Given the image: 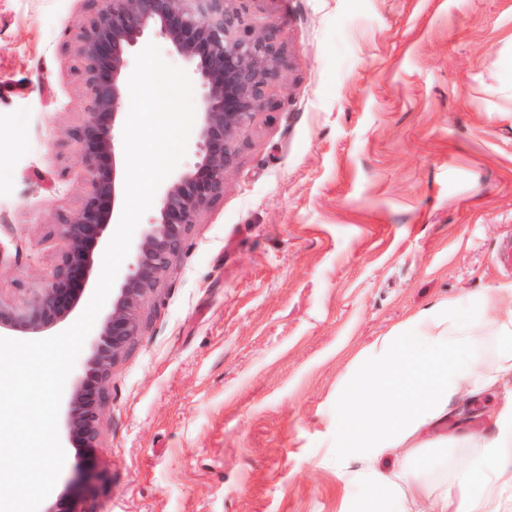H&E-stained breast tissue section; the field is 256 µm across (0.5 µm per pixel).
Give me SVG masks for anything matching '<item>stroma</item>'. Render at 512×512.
<instances>
[{
  "label": "stroma",
  "instance_id": "35a3bbf8",
  "mask_svg": "<svg viewBox=\"0 0 512 512\" xmlns=\"http://www.w3.org/2000/svg\"><path fill=\"white\" fill-rule=\"evenodd\" d=\"M282 81L114 363L63 512H339L318 467L355 357L411 314L512 284V0H249ZM89 0H0V301L54 266L89 191L75 47ZM491 434L448 418L437 480Z\"/></svg>",
  "mask_w": 512,
  "mask_h": 512
}]
</instances>
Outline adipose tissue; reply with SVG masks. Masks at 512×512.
Wrapping results in <instances>:
<instances>
[{
    "instance_id": "obj_1",
    "label": "adipose tissue",
    "mask_w": 512,
    "mask_h": 512,
    "mask_svg": "<svg viewBox=\"0 0 512 512\" xmlns=\"http://www.w3.org/2000/svg\"><path fill=\"white\" fill-rule=\"evenodd\" d=\"M503 292L474 294L464 306L439 302L360 353L333 398L319 461L349 491L341 512H512V400L495 409L492 435L472 437L477 454L451 485L432 488L418 477L455 402L512 383ZM490 336L497 351L488 363L477 348Z\"/></svg>"
}]
</instances>
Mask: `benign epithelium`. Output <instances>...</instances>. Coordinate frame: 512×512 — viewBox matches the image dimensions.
<instances>
[{"mask_svg":"<svg viewBox=\"0 0 512 512\" xmlns=\"http://www.w3.org/2000/svg\"><path fill=\"white\" fill-rule=\"evenodd\" d=\"M93 11L78 36L77 66L87 112L74 140L90 190L58 225L60 256L23 308L0 302L1 336H44L59 331L80 300L118 206L122 181L117 133L134 49L157 36L189 64L202 87L198 112L201 157L162 189L154 217L133 246L120 275L112 310L84 375L65 397L68 441L94 448L101 405L114 362L140 335L142 299L159 286L199 216L224 196L244 136L282 77L284 58L271 33L247 17L241 0H91Z\"/></svg>","mask_w":512,"mask_h":512,"instance_id":"obj_1","label":"benign epithelium"}]
</instances>
